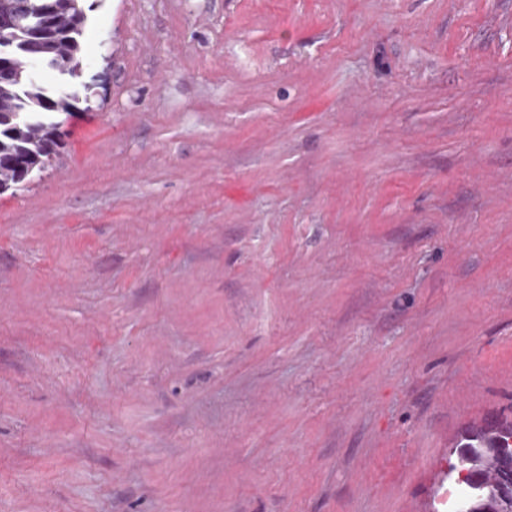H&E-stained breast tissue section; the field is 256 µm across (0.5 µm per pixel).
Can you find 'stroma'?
Returning a JSON list of instances; mask_svg holds the SVG:
<instances>
[{"mask_svg": "<svg viewBox=\"0 0 512 512\" xmlns=\"http://www.w3.org/2000/svg\"><path fill=\"white\" fill-rule=\"evenodd\" d=\"M0 194V512H448L512 421V0H84Z\"/></svg>", "mask_w": 512, "mask_h": 512, "instance_id": "35a3bbf8", "label": "stroma"}]
</instances>
